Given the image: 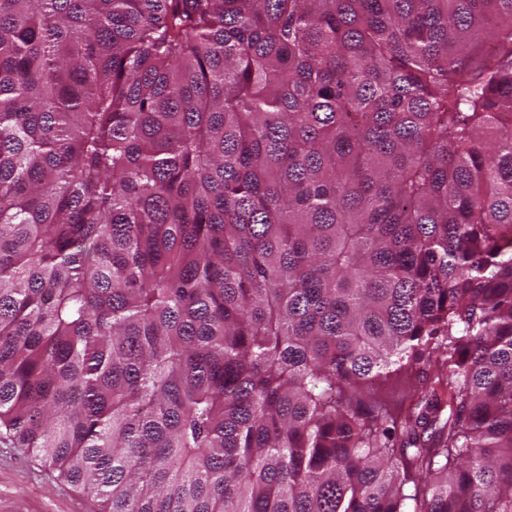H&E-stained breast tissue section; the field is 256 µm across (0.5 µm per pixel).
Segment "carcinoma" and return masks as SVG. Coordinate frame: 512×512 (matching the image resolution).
I'll list each match as a JSON object with an SVG mask.
<instances>
[{"label": "carcinoma", "instance_id": "1", "mask_svg": "<svg viewBox=\"0 0 512 512\" xmlns=\"http://www.w3.org/2000/svg\"><path fill=\"white\" fill-rule=\"evenodd\" d=\"M511 121L512 0H0V428L101 512H512Z\"/></svg>", "mask_w": 512, "mask_h": 512}]
</instances>
